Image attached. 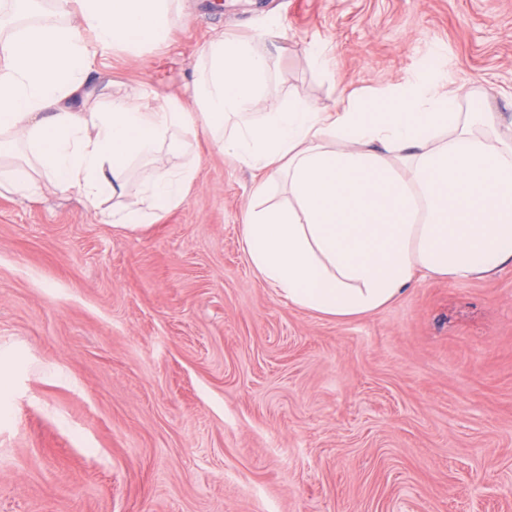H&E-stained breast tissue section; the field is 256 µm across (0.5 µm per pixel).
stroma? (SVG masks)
<instances>
[{"mask_svg": "<svg viewBox=\"0 0 512 512\" xmlns=\"http://www.w3.org/2000/svg\"><path fill=\"white\" fill-rule=\"evenodd\" d=\"M185 6L164 43L100 58L94 100L186 98L212 35L271 31L281 94L376 109L431 52L512 128V0ZM194 150L185 202L135 231L0 194V512H512V267L367 318L297 308L244 250L251 172Z\"/></svg>", "mask_w": 512, "mask_h": 512, "instance_id": "35a3bbf8", "label": "stroma"}]
</instances>
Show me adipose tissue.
I'll list each match as a JSON object with an SVG mask.
<instances>
[{"label": "adipose tissue", "instance_id": "adipose-tissue-1", "mask_svg": "<svg viewBox=\"0 0 512 512\" xmlns=\"http://www.w3.org/2000/svg\"><path fill=\"white\" fill-rule=\"evenodd\" d=\"M0 0V188L111 201L137 229L182 205L206 135L255 172L241 226L260 280L288 304L338 320L375 315L417 278L451 282L512 266V136L465 112L440 75L386 91L383 112L272 93L268 35L219 34L200 50L191 105L117 95L87 102L96 57L138 54L186 18L183 0ZM185 154L176 168L162 150ZM142 164L152 172L131 185ZM286 183L288 202L270 194Z\"/></svg>", "mask_w": 512, "mask_h": 512}]
</instances>
